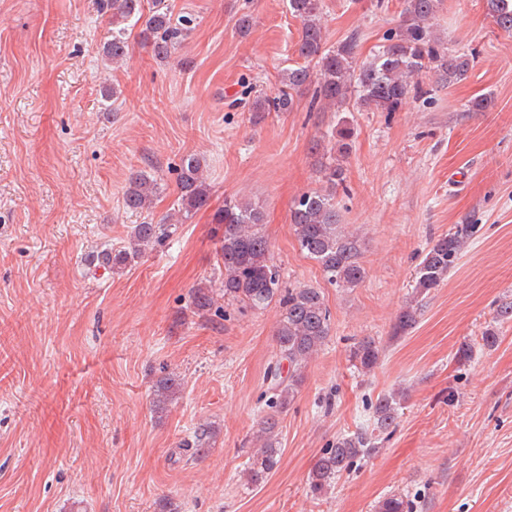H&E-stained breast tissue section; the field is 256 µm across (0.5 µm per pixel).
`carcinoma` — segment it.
<instances>
[{
	"mask_svg": "<svg viewBox=\"0 0 512 512\" xmlns=\"http://www.w3.org/2000/svg\"><path fill=\"white\" fill-rule=\"evenodd\" d=\"M441 0H404L399 24L386 35L387 44L368 61L356 59L357 39L352 37L333 48L326 46L322 0H288L291 14L301 23L297 52L302 62L280 74V89L272 99L253 98L249 121L257 125L272 112H290L295 99L313 89L311 106L321 112H347L356 105L370 112H397L426 94L424 78H434L441 87H450L467 77L473 59L467 54H451L434 28ZM487 13L497 29L512 35V0H485ZM109 13V30L102 55L118 64L130 50V36L139 29L141 42L151 47L155 57L167 59L188 36V28L173 21L168 0H103ZM354 134L350 123L339 119L330 132L313 140L311 151L319 157L322 187L303 193L290 209L289 223L300 251L316 261L327 282L338 288H355L365 277L360 262L358 236L339 224L336 194L344 184L343 157ZM177 210L158 223L143 222L130 226L123 245L105 244L89 254L86 262L94 269L120 271L135 264L148 252L166 244L195 212L210 201L206 167L203 160L190 154L178 168ZM159 195L153 177L143 171L130 176L123 206L131 212L152 209ZM220 284L207 279L198 283L188 296L187 308L196 317H206L216 304V288H221L230 305L242 309H263L279 305L280 318L275 331L279 358L288 362V375L282 376L280 364L269 367V385L259 432L252 437L248 466L243 476L249 483L267 478L280 461V415L288 410L305 381V368L325 345L331 332V316L323 292L309 285L288 286L273 262L269 242L262 226L261 207L234 197L212 217ZM476 231L474 224H459L456 230L438 238L416 266L414 295L424 297L440 287L448 272L467 248ZM421 315V305L411 304L398 316L393 336L413 329ZM381 349L374 338L365 337L350 350V357L362 373L378 365ZM182 379L161 370L153 387V406L159 414L177 400ZM405 397L393 392L377 397L372 405L371 423L350 435L336 438V445L323 451L309 476V491L314 496L327 494L353 461L375 449L377 435L395 427ZM217 430L211 425L198 427L186 447L197 456L215 441ZM378 512H409V505L398 494L383 498Z\"/></svg>",
	"mask_w": 512,
	"mask_h": 512,
	"instance_id": "obj_1",
	"label": "carcinoma"
}]
</instances>
